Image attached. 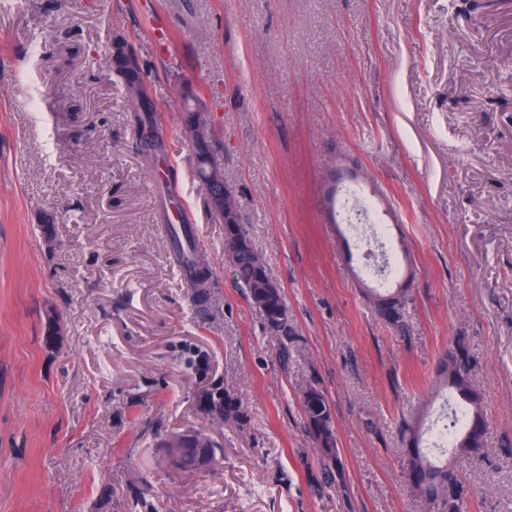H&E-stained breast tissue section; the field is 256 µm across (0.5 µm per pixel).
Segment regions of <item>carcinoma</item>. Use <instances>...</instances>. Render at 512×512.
<instances>
[{
  "label": "carcinoma",
  "instance_id": "carcinoma-1",
  "mask_svg": "<svg viewBox=\"0 0 512 512\" xmlns=\"http://www.w3.org/2000/svg\"><path fill=\"white\" fill-rule=\"evenodd\" d=\"M213 154L212 145L204 151L195 152L197 179H202L214 164ZM233 231L239 237L240 247L230 264L238 284L245 289L250 303L271 332L286 337L293 335L282 291L268 292L273 278L265 260H257L258 251L238 213L235 214L234 228L224 226V234ZM170 234L177 243V261L195 287L196 297L204 298L210 270L199 257L190 226L182 224L170 229ZM372 301L379 318L388 328L401 336L408 333L405 316L409 303L408 289L398 288L384 293L375 291ZM436 376L437 384L453 390L458 398V407L464 412V419L453 432L449 448L460 458L479 456L485 448L488 431L483 399L470 378L469 358L462 344L442 355ZM300 398L307 428L320 446L322 456L330 461L337 459L331 408L326 395L316 384L308 383L301 389ZM207 404L211 416L219 420L231 417L236 411L233 398L225 394L222 387L210 392ZM403 474L413 494L434 512H466L467 490L456 470L446 462H438L434 449L422 446L420 435L414 432L409 438L408 448L404 449Z\"/></svg>",
  "mask_w": 512,
  "mask_h": 512
}]
</instances>
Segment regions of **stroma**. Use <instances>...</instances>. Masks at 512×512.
Listing matches in <instances>:
<instances>
[{
	"instance_id": "35a3bbf8",
	"label": "stroma",
	"mask_w": 512,
	"mask_h": 512,
	"mask_svg": "<svg viewBox=\"0 0 512 512\" xmlns=\"http://www.w3.org/2000/svg\"><path fill=\"white\" fill-rule=\"evenodd\" d=\"M121 46L148 86L136 112ZM189 90L289 341L224 252L183 133ZM335 174L407 253L410 336L364 295L328 209ZM179 220L211 271L204 310L165 236ZM460 339L489 434L454 467L469 512H512V0L0 6V512H425L401 427L437 409L434 370ZM307 379L331 406L333 464L304 428ZM217 385L237 417L209 415ZM195 429L215 463L177 470L162 443Z\"/></svg>"
}]
</instances>
